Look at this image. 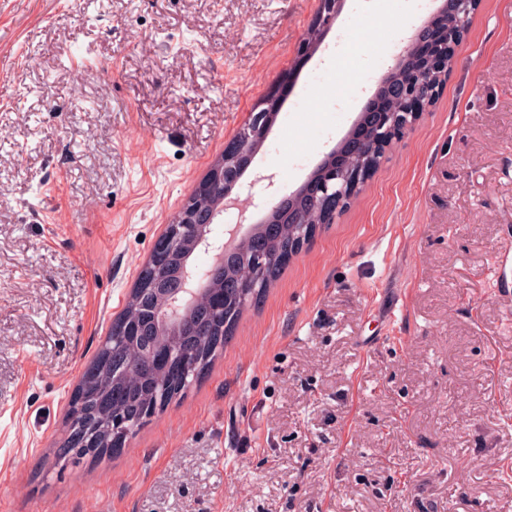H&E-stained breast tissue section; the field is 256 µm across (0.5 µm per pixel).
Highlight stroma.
I'll use <instances>...</instances> for the list:
<instances>
[{"instance_id": "1", "label": "stroma", "mask_w": 512, "mask_h": 512, "mask_svg": "<svg viewBox=\"0 0 512 512\" xmlns=\"http://www.w3.org/2000/svg\"><path fill=\"white\" fill-rule=\"evenodd\" d=\"M319 0H0V512H512V0L436 102L122 452L60 467L77 379L163 225L291 87L256 224L424 17ZM319 10L311 21L306 36L299 48V53L302 56H306L309 53L318 50L323 37L327 31H329L336 18L341 12L344 0H320Z\"/></svg>"}]
</instances>
